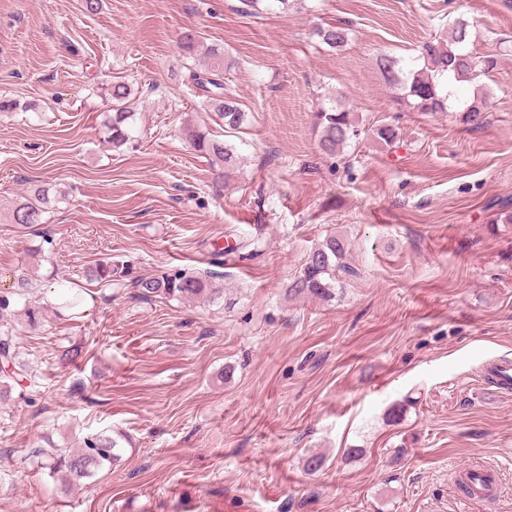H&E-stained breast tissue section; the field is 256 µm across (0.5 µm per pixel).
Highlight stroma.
<instances>
[{"label": "stroma", "instance_id": "stroma-1", "mask_svg": "<svg viewBox=\"0 0 512 512\" xmlns=\"http://www.w3.org/2000/svg\"><path fill=\"white\" fill-rule=\"evenodd\" d=\"M474 55L502 54L470 100L484 121L414 112L378 61L418 58L454 19ZM343 24L340 51L311 39ZM196 32L235 65L245 162L218 183L182 134L200 108L179 42ZM139 87L133 147L103 145V89ZM340 98L401 133L322 154L314 114ZM0 291L44 261L34 298L87 285L83 316L18 330L41 393L0 406V512H512V398L482 382L512 356V0H304L248 16L240 0H0ZM67 189L45 234L9 223L19 193ZM343 234L355 269L335 300L287 299L318 240ZM226 261L216 303L140 300L86 283L105 257L129 277ZM79 350L74 362L60 347ZM101 430L129 441L111 470L71 490L36 448ZM321 453L317 473L303 467ZM501 467L494 502L460 503L459 465Z\"/></svg>", "mask_w": 512, "mask_h": 512}]
</instances>
